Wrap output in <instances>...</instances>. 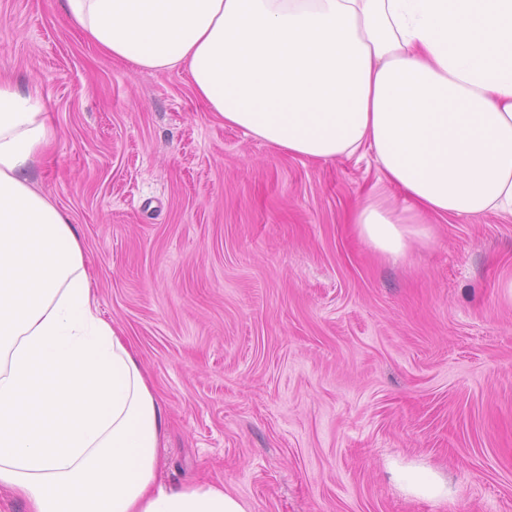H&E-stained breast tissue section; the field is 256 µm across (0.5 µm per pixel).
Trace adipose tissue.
<instances>
[{
  "label": "adipose tissue",
  "mask_w": 512,
  "mask_h": 512,
  "mask_svg": "<svg viewBox=\"0 0 512 512\" xmlns=\"http://www.w3.org/2000/svg\"><path fill=\"white\" fill-rule=\"evenodd\" d=\"M60 5L113 59L184 70L227 126L310 160L372 151L382 175L352 222L391 259L429 217L512 216V0ZM42 99L0 81V489L28 512H247L218 483L157 484L165 408L32 179L56 135Z\"/></svg>",
  "instance_id": "ef3b65f1"
}]
</instances>
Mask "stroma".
Instances as JSON below:
<instances>
[{"label":"stroma","mask_w":512,"mask_h":512,"mask_svg":"<svg viewBox=\"0 0 512 512\" xmlns=\"http://www.w3.org/2000/svg\"><path fill=\"white\" fill-rule=\"evenodd\" d=\"M1 76L43 89L58 136L34 177L165 407L160 484L251 512H512V221L438 218L386 258L348 222L372 152L226 126L58 0H0Z\"/></svg>","instance_id":"stroma-1"}]
</instances>
